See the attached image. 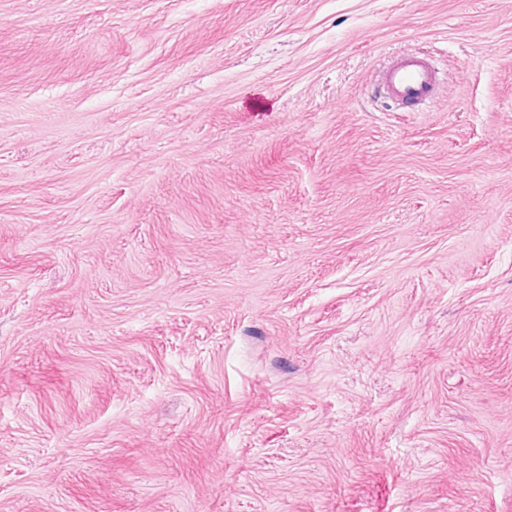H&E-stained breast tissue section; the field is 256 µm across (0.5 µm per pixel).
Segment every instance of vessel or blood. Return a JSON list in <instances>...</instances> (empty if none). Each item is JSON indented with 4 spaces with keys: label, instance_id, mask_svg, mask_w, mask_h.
I'll return each mask as SVG.
<instances>
[{
    "label": "vessel or blood",
    "instance_id": "b4317fda",
    "mask_svg": "<svg viewBox=\"0 0 512 512\" xmlns=\"http://www.w3.org/2000/svg\"><path fill=\"white\" fill-rule=\"evenodd\" d=\"M380 78L386 94L404 104L426 101L436 86V74L429 61L415 55L396 57Z\"/></svg>",
    "mask_w": 512,
    "mask_h": 512
}]
</instances>
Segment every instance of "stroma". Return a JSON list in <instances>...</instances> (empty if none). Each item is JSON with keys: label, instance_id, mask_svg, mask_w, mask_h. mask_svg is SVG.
Segmentation results:
<instances>
[{"label": "stroma", "instance_id": "stroma-1", "mask_svg": "<svg viewBox=\"0 0 512 512\" xmlns=\"http://www.w3.org/2000/svg\"><path fill=\"white\" fill-rule=\"evenodd\" d=\"M0 512H512V0H0ZM380 78L386 94L404 104L426 101L436 86V74L429 61L415 55L396 57Z\"/></svg>", "mask_w": 512, "mask_h": 512}]
</instances>
